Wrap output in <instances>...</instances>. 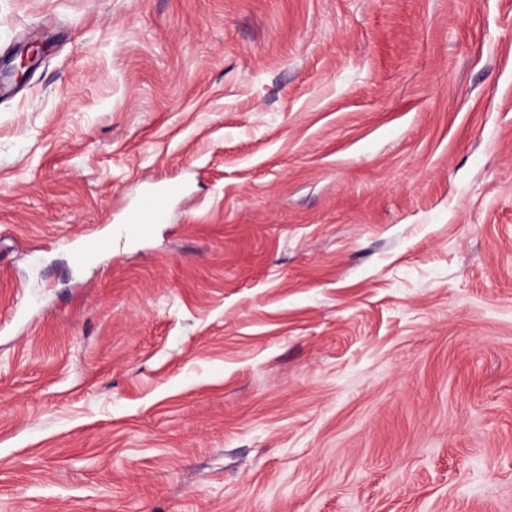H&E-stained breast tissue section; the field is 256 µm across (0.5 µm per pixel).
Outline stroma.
Masks as SVG:
<instances>
[{
    "instance_id": "35a3bbf8",
    "label": "stroma",
    "mask_w": 512,
    "mask_h": 512,
    "mask_svg": "<svg viewBox=\"0 0 512 512\" xmlns=\"http://www.w3.org/2000/svg\"><path fill=\"white\" fill-rule=\"evenodd\" d=\"M30 44L0 512H512V0H0ZM162 199L161 190L146 188L125 212L124 224L127 231L140 238L148 237L153 231L154 224L164 220Z\"/></svg>"
}]
</instances>
